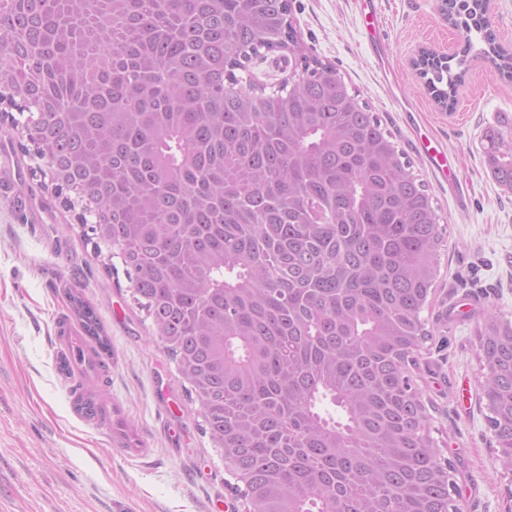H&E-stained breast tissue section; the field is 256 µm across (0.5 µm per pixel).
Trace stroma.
Here are the masks:
<instances>
[{
  "mask_svg": "<svg viewBox=\"0 0 512 512\" xmlns=\"http://www.w3.org/2000/svg\"><path fill=\"white\" fill-rule=\"evenodd\" d=\"M438 6L381 0V63L365 44L357 0H291V18L307 54L336 66L427 186L448 240L434 307L475 295L512 319V191L492 177L482 145L499 114H512V82L475 57L456 111L435 104L409 60L423 46L457 51L459 34ZM424 136L453 151L466 209L417 153ZM19 138L18 129L0 131V512H241L235 480L202 430L199 401L154 340L120 258L97 255L51 189L30 179L33 160ZM71 291L93 304L111 341L103 393L143 431L148 458L114 456L75 413L55 342L57 325L74 318ZM474 329L458 322L427 342L416 375L432 404L431 435L457 460L461 512H506L512 468L492 446Z\"/></svg>",
  "mask_w": 512,
  "mask_h": 512,
  "instance_id": "obj_1",
  "label": "stroma"
}]
</instances>
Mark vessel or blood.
Instances as JSON below:
<instances>
[{"label":"vessel or blood","instance_id":"obj_1","mask_svg":"<svg viewBox=\"0 0 512 512\" xmlns=\"http://www.w3.org/2000/svg\"><path fill=\"white\" fill-rule=\"evenodd\" d=\"M360 11L365 25V39L376 53H384L386 45L380 38L382 15L379 0H361ZM420 151L442 181L451 183L455 172L446 149L435 141L424 138L419 142ZM61 340L70 352V372L73 376V396L80 403L79 418L86 424L103 426L106 430L105 444L112 447L115 455L131 458L144 452L140 430L129 426L121 408L97 392L104 371L95 358L79 329L68 325Z\"/></svg>","mask_w":512,"mask_h":512}]
</instances>
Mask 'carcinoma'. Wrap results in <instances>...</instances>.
I'll return each mask as SVG.
<instances>
[{
    "label": "carcinoma",
    "mask_w": 512,
    "mask_h": 512,
    "mask_svg": "<svg viewBox=\"0 0 512 512\" xmlns=\"http://www.w3.org/2000/svg\"><path fill=\"white\" fill-rule=\"evenodd\" d=\"M289 0H0V123L139 307L196 394L250 512H460L417 383L443 228L423 180L336 68L294 59L268 93L236 72L294 44ZM462 57L425 53L454 109L472 35L512 79L486 0H443ZM512 190V115L482 136ZM99 360L94 307L68 293ZM481 395L512 465V321L476 323Z\"/></svg>",
    "instance_id": "obj_1"
}]
</instances>
